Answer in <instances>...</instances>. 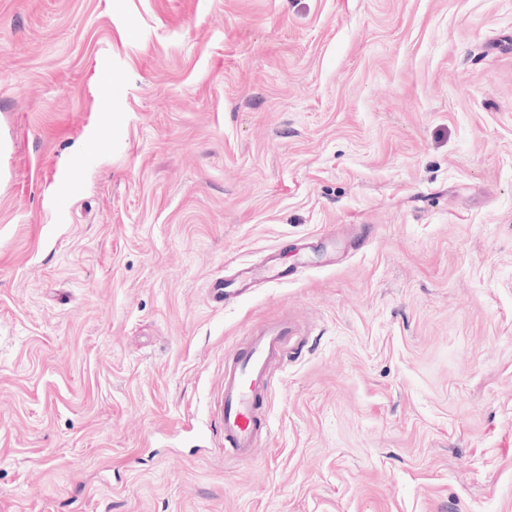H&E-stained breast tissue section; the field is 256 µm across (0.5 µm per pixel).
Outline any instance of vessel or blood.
<instances>
[{
	"mask_svg": "<svg viewBox=\"0 0 512 512\" xmlns=\"http://www.w3.org/2000/svg\"><path fill=\"white\" fill-rule=\"evenodd\" d=\"M300 333L288 318L252 328L243 346L224 362L221 420L225 458L252 460L267 434L265 404L287 348L300 344Z\"/></svg>",
	"mask_w": 512,
	"mask_h": 512,
	"instance_id": "obj_1",
	"label": "vessel or blood"
}]
</instances>
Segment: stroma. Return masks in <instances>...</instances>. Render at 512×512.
Returning <instances> with one entry per match:
<instances>
[{
	"label": "stroma",
	"mask_w": 512,
	"mask_h": 512,
	"mask_svg": "<svg viewBox=\"0 0 512 512\" xmlns=\"http://www.w3.org/2000/svg\"><path fill=\"white\" fill-rule=\"evenodd\" d=\"M0 512H512V0H0ZM248 340L224 362L221 420L224 457L237 462L254 458L267 435L265 404L271 395L286 349L302 342L296 325L282 317L252 328Z\"/></svg>",
	"instance_id": "1"
}]
</instances>
